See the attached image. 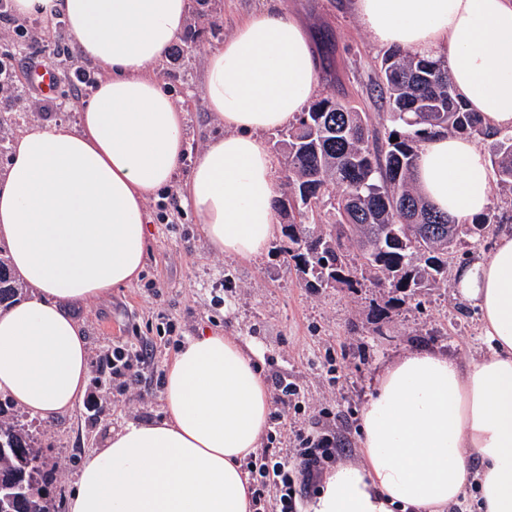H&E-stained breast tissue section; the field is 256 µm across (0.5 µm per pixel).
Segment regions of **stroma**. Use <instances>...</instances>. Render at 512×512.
Wrapping results in <instances>:
<instances>
[{"label": "stroma", "mask_w": 512, "mask_h": 512, "mask_svg": "<svg viewBox=\"0 0 512 512\" xmlns=\"http://www.w3.org/2000/svg\"><path fill=\"white\" fill-rule=\"evenodd\" d=\"M268 0H189L187 23L176 54L160 70L178 106L187 113L189 149L198 153L220 131L198 91L208 51L231 35L236 22ZM316 34L319 95H344L362 111L380 112L371 89L384 46L372 43L344 0H281ZM23 71L15 90L0 95V128L14 139L41 121ZM182 181L146 204L150 247L138 279L78 306L74 315L88 345L86 400L69 415L45 423L22 421L36 437L50 481L53 512H67L84 457L102 447L124 424L164 414V375L187 337L205 332L238 336L260 351L266 375L297 386L300 404L288 410V428L274 448L298 446L297 432L336 435L335 460L359 455L361 413L379 370L420 347L462 358L488 353L476 308L459 301L448 284L423 289L415 302L397 306L386 293L307 287L290 260L288 238L278 233L254 260L214 253L191 209L170 213L169 195H182ZM117 342L146 345L140 383L125 392L103 357Z\"/></svg>", "instance_id": "obj_1"}]
</instances>
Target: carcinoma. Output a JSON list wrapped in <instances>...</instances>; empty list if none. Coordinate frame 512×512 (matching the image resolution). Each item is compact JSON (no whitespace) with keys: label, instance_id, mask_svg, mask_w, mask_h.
I'll list each match as a JSON object with an SVG mask.
<instances>
[{"label":"carcinoma","instance_id":"1","mask_svg":"<svg viewBox=\"0 0 512 512\" xmlns=\"http://www.w3.org/2000/svg\"><path fill=\"white\" fill-rule=\"evenodd\" d=\"M374 91L383 108L379 128L352 101L326 96L282 134L288 179L276 206L288 217V255L311 287L352 288L363 278L405 303L448 281V256L462 236L482 237L491 225L512 221L491 206L461 227L438 211L416 186L420 144L436 133L489 142L496 183L512 193V130H494L466 108L441 58L392 47ZM24 288L0 246V307L19 300ZM45 482L34 438L0 402V512H52Z\"/></svg>","mask_w":512,"mask_h":512}]
</instances>
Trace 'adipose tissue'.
<instances>
[{"label":"adipose tissue","instance_id":"adipose-tissue-1","mask_svg":"<svg viewBox=\"0 0 512 512\" xmlns=\"http://www.w3.org/2000/svg\"><path fill=\"white\" fill-rule=\"evenodd\" d=\"M371 39L443 56L459 97L493 128L512 127V0H349ZM20 18L62 16L80 54L109 74L77 125L19 132L0 184V241L32 294L0 310V392L43 421L72 412L89 372L73 307L133 282L149 245L146 202L185 175L183 203L211 249L259 256L276 232L275 163L264 136L295 123L319 62L305 25L277 4L211 50L199 93L224 132L196 158L186 114L159 69L188 0H13ZM415 179L468 224L491 204L472 140L437 134ZM456 297L478 309L491 351L436 349L385 366L360 419L358 460L325 473L304 512H447L476 495L512 512V229L489 257L460 264ZM259 352L233 336H191L168 366L164 416L128 423L88 454L68 512H250L243 460L269 420Z\"/></svg>","mask_w":512,"mask_h":512}]
</instances>
